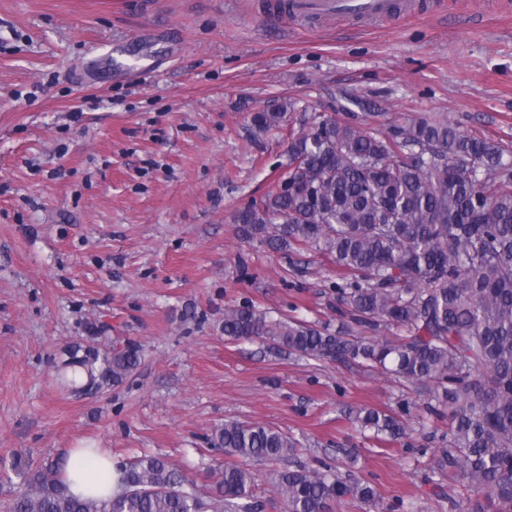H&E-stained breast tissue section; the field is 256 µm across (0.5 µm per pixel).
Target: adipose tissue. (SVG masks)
<instances>
[{"instance_id":"adipose-tissue-1","label":"adipose tissue","mask_w":512,"mask_h":512,"mask_svg":"<svg viewBox=\"0 0 512 512\" xmlns=\"http://www.w3.org/2000/svg\"><path fill=\"white\" fill-rule=\"evenodd\" d=\"M119 471V462L111 456L91 449H73L65 461L62 480L74 495L105 500L120 490Z\"/></svg>"}]
</instances>
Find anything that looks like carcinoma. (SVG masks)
Segmentation results:
<instances>
[{"label":"carcinoma","mask_w":512,"mask_h":512,"mask_svg":"<svg viewBox=\"0 0 512 512\" xmlns=\"http://www.w3.org/2000/svg\"><path fill=\"white\" fill-rule=\"evenodd\" d=\"M282 118L257 112L253 122L265 131ZM289 151L288 175L237 213L242 234L330 258L358 322L396 333L353 341L239 305L224 311V336L403 379L427 396L426 413L448 414L436 473H462L467 512H512V155L446 121L413 116L383 131L324 114L291 137ZM60 356L69 386L79 371L118 384L139 363L136 347L108 356L93 340ZM358 421L395 440L412 431L409 420L373 408L360 410ZM212 443L224 449L212 512H258L248 464L298 448L277 429L240 421L225 422ZM13 468L25 484L9 512H201L189 480L157 456L126 467L122 493L108 500L70 494L55 464L19 459ZM275 483L288 512H332L341 499L382 508L371 483L338 464L280 471Z\"/></svg>","instance_id":"carcinoma-1"}]
</instances>
